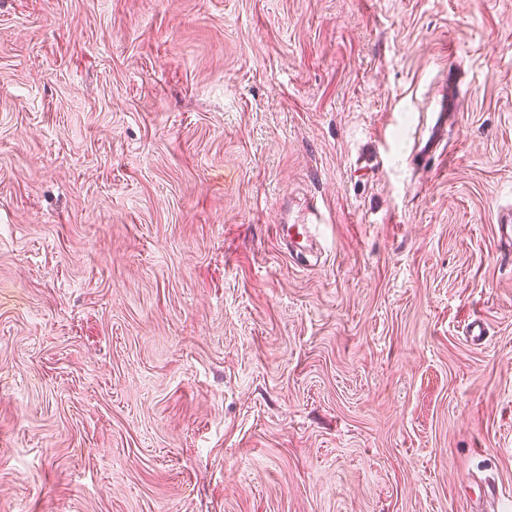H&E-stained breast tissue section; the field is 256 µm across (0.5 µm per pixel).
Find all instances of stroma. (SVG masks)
I'll use <instances>...</instances> for the list:
<instances>
[{
    "instance_id": "35a3bbf8",
    "label": "stroma",
    "mask_w": 512,
    "mask_h": 512,
    "mask_svg": "<svg viewBox=\"0 0 512 512\" xmlns=\"http://www.w3.org/2000/svg\"><path fill=\"white\" fill-rule=\"evenodd\" d=\"M509 210L512 0H0V512H512ZM460 112L461 93L457 89L455 74H451L449 69L448 91H442L434 112H430L426 117L420 135H413V158L428 162L437 157L449 163L453 156V148L448 142V130L450 131L453 125L450 118L460 115ZM316 212H309L307 215H303L302 217H297L288 221H284L283 223H291V224H276V227L279 230V233L283 238H289L292 242L295 238L313 241L316 237V228L318 224H320V219L318 218V210L315 209ZM310 216H314L315 219L309 218Z\"/></svg>"
}]
</instances>
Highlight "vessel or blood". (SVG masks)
<instances>
[{
	"label": "vessel or blood",
	"mask_w": 512,
	"mask_h": 512,
	"mask_svg": "<svg viewBox=\"0 0 512 512\" xmlns=\"http://www.w3.org/2000/svg\"><path fill=\"white\" fill-rule=\"evenodd\" d=\"M461 112V94L456 82H449L448 88L442 91L434 112L429 113L419 136L414 137L411 154L414 159L430 161L438 158L450 161L453 148L448 142V132L452 128L451 119ZM318 223L309 216L293 219L291 223L279 225L282 237L289 239L314 240Z\"/></svg>",
	"instance_id": "b4317fda"
}]
</instances>
